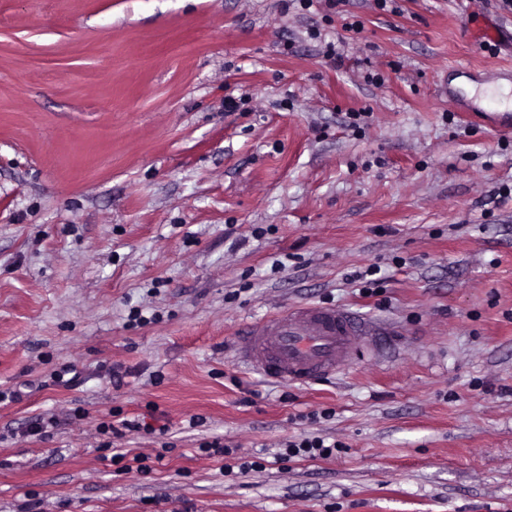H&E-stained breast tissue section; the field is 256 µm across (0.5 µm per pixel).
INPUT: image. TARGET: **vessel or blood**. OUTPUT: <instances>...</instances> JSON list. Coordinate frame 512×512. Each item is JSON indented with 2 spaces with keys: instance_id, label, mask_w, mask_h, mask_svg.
<instances>
[{
  "instance_id": "obj_1",
  "label": "vessel or blood",
  "mask_w": 512,
  "mask_h": 512,
  "mask_svg": "<svg viewBox=\"0 0 512 512\" xmlns=\"http://www.w3.org/2000/svg\"><path fill=\"white\" fill-rule=\"evenodd\" d=\"M386 333L383 323L348 310L305 305L243 327L236 353L266 380L307 384L366 356Z\"/></svg>"
}]
</instances>
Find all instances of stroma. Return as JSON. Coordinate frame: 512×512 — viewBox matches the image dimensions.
<instances>
[{"label":"stroma","mask_w":512,"mask_h":512,"mask_svg":"<svg viewBox=\"0 0 512 512\" xmlns=\"http://www.w3.org/2000/svg\"><path fill=\"white\" fill-rule=\"evenodd\" d=\"M502 81L484 0H0V512H512V112L467 92ZM305 303L394 342L308 385L231 357ZM303 434L336 455L279 460ZM115 415H112L113 419L112 423L105 424L104 428L111 429L112 435H123L126 432H146L148 434H152L156 432V428L149 422L145 421V418L142 419H133L130 420L128 418L120 417V413L116 412Z\"/></svg>","instance_id":"35a3bbf8"}]
</instances>
